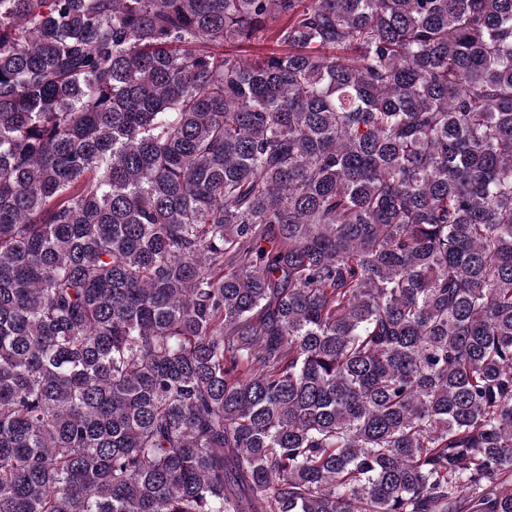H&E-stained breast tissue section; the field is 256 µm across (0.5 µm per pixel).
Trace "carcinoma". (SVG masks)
<instances>
[{
	"mask_svg": "<svg viewBox=\"0 0 512 512\" xmlns=\"http://www.w3.org/2000/svg\"><path fill=\"white\" fill-rule=\"evenodd\" d=\"M0 512H512V0H0Z\"/></svg>",
	"mask_w": 512,
	"mask_h": 512,
	"instance_id": "carcinoma-1",
	"label": "carcinoma"
}]
</instances>
